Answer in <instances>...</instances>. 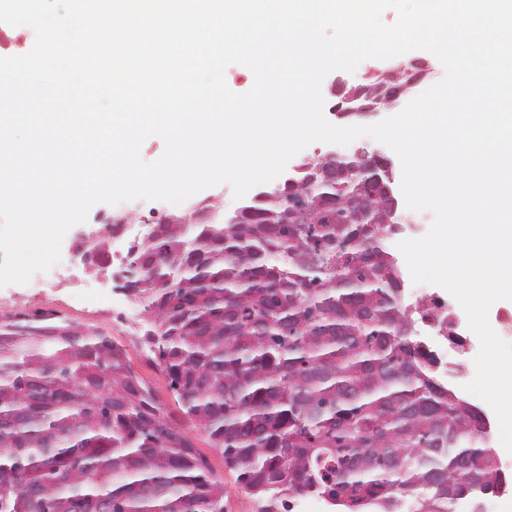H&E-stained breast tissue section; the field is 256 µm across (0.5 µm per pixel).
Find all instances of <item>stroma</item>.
<instances>
[{
  "label": "stroma",
  "mask_w": 512,
  "mask_h": 512,
  "mask_svg": "<svg viewBox=\"0 0 512 512\" xmlns=\"http://www.w3.org/2000/svg\"><path fill=\"white\" fill-rule=\"evenodd\" d=\"M209 205L224 212L237 208L239 201L235 199L232 187L222 183L204 189L179 204L136 199L116 205H95L84 223L73 226L65 234L61 243V259L57 264L48 271L36 273L28 283L0 287V324L13 323L15 306L23 305L32 313L53 314L54 324L78 325L112 336L113 340L125 346L134 370L153 390L164 408L172 416H179L168 379L149 362L140 342L146 328L143 316H136L130 323L120 318L121 312L137 306L138 301L128 291L118 288L112 273L119 270L130 242L146 233V224L153 215L173 214L189 218L195 208ZM120 217L126 218L127 223L121 238L112 242L110 272L85 269L72 250L77 235L102 233L106 224ZM427 291L455 313L457 331L466 342L465 352L455 360V371L448 379V386L470 403L479 404V397L464 389L475 376L474 359L480 349L479 340L469 329L465 312L447 291L433 284L428 285ZM195 444L214 474L224 482V512H265V502L237 482L235 473L225 467L222 455L211 447L206 435H197Z\"/></svg>",
  "instance_id": "1"
}]
</instances>
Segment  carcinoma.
Returning <instances> with one entry per match:
<instances>
[{
	"label": "carcinoma",
	"instance_id": "obj_1",
	"mask_svg": "<svg viewBox=\"0 0 512 512\" xmlns=\"http://www.w3.org/2000/svg\"><path fill=\"white\" fill-rule=\"evenodd\" d=\"M254 195L186 237L160 224L126 282L144 303L150 359L224 465L273 505L304 493L338 512H450L507 483L484 415L451 399L408 338L411 312L383 246L377 199L352 206L361 162L301 196ZM224 512V482L111 337L0 326V512Z\"/></svg>",
	"mask_w": 512,
	"mask_h": 512
}]
</instances>
